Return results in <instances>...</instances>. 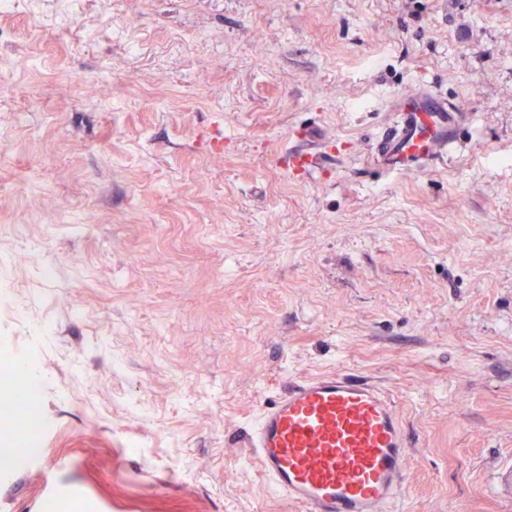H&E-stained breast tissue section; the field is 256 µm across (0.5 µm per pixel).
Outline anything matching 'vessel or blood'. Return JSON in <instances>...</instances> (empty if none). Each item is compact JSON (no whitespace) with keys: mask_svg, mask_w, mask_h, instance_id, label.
I'll use <instances>...</instances> for the list:
<instances>
[{"mask_svg":"<svg viewBox=\"0 0 512 512\" xmlns=\"http://www.w3.org/2000/svg\"><path fill=\"white\" fill-rule=\"evenodd\" d=\"M379 136L372 164L416 172L447 156L465 120L420 86L403 92ZM284 155L290 172H309L329 150L307 130L292 135ZM245 445L267 481L301 512H394L406 495L410 447L390 394L350 371L301 376L277 393L245 428Z\"/></svg>","mask_w":512,"mask_h":512,"instance_id":"b4317fda","label":"vessel or blood"}]
</instances>
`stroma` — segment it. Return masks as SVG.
<instances>
[{"instance_id":"1","label":"stroma","mask_w":512,"mask_h":512,"mask_svg":"<svg viewBox=\"0 0 512 512\" xmlns=\"http://www.w3.org/2000/svg\"><path fill=\"white\" fill-rule=\"evenodd\" d=\"M419 85L460 146L376 174ZM1 97L0 374L46 428L0 512H299L242 427L331 369L401 411L402 512H512V0H22ZM303 124L339 152L294 175Z\"/></svg>"}]
</instances>
